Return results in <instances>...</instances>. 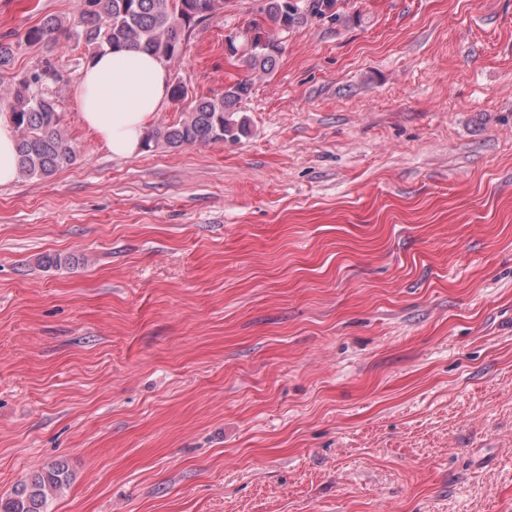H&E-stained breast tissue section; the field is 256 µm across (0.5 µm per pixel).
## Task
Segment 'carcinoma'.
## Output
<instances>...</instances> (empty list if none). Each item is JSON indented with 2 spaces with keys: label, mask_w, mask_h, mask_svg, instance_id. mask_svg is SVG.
Listing matches in <instances>:
<instances>
[{
  "label": "carcinoma",
  "mask_w": 512,
  "mask_h": 512,
  "mask_svg": "<svg viewBox=\"0 0 512 512\" xmlns=\"http://www.w3.org/2000/svg\"><path fill=\"white\" fill-rule=\"evenodd\" d=\"M225 0H84L74 27L57 16L48 15L28 29L23 40L40 43L59 34L75 38L96 54L116 46L133 45L154 53L163 61L176 57L190 35L191 27L224 13ZM336 0H310L301 7L284 11L282 0H265L263 22L250 26L244 41L243 62L254 73L270 75L280 54L278 34L303 24L308 17L336 18ZM14 42L0 38V75L10 70ZM59 83L61 75L45 67L28 71L9 89V119L13 125L19 174L29 178H48L72 164L76 149L61 128L56 92L47 80ZM251 91L248 79L224 89L216 98H196L189 112L172 125L147 133L145 146L162 145L179 149L219 141H239L249 135L246 119L237 117L240 102ZM69 483L63 463H55L21 478L11 496L0 499V512H49L53 496Z\"/></svg>",
  "instance_id": "carcinoma-1"
}]
</instances>
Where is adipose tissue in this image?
Wrapping results in <instances>:
<instances>
[{"mask_svg": "<svg viewBox=\"0 0 512 512\" xmlns=\"http://www.w3.org/2000/svg\"><path fill=\"white\" fill-rule=\"evenodd\" d=\"M170 93V75L156 56L135 47L107 49L85 65L77 90L84 124L114 157L140 154L144 135Z\"/></svg>", "mask_w": 512, "mask_h": 512, "instance_id": "adipose-tissue-1", "label": "adipose tissue"}]
</instances>
